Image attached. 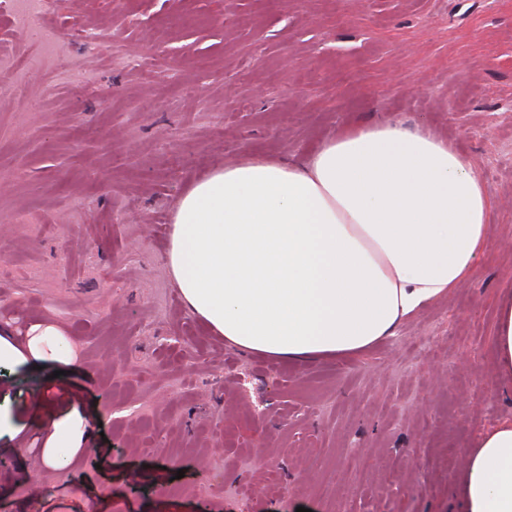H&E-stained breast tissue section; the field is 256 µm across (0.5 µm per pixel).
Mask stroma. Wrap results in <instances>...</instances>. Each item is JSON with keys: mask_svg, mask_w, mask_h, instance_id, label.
Listing matches in <instances>:
<instances>
[{"mask_svg": "<svg viewBox=\"0 0 512 512\" xmlns=\"http://www.w3.org/2000/svg\"><path fill=\"white\" fill-rule=\"evenodd\" d=\"M0 18V512H462L512 292V0H45ZM24 80L27 97L16 96ZM348 119L447 138L495 204L472 280L366 351L248 354L177 301L169 217L248 154L301 161ZM73 416L79 445L36 444ZM335 473L332 497L317 487ZM12 336H15V333L10 326L0 325V358H14L20 362L42 359L43 354L36 345L28 343L27 349L22 350Z\"/></svg>", "mask_w": 512, "mask_h": 512, "instance_id": "1", "label": "stroma"}]
</instances>
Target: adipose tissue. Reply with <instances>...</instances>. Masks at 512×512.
Wrapping results in <instances>:
<instances>
[{
	"label": "adipose tissue",
	"instance_id": "adipose-tissue-1",
	"mask_svg": "<svg viewBox=\"0 0 512 512\" xmlns=\"http://www.w3.org/2000/svg\"><path fill=\"white\" fill-rule=\"evenodd\" d=\"M492 214L448 141L352 121L304 161L250 155L194 181L173 212L167 267L193 314L238 349L346 357L471 280ZM493 354L512 391V293ZM460 493L464 512H512V420L479 435Z\"/></svg>",
	"mask_w": 512,
	"mask_h": 512
}]
</instances>
